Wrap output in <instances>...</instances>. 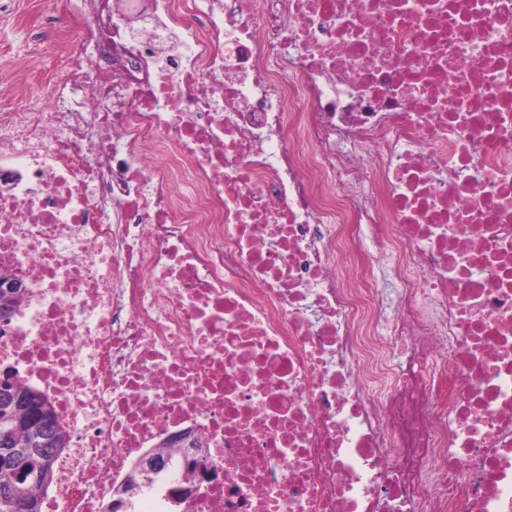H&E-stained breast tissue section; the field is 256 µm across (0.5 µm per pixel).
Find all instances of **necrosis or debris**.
I'll use <instances>...</instances> for the list:
<instances>
[{
  "label": "necrosis or debris",
  "instance_id": "4bbe7bcc",
  "mask_svg": "<svg viewBox=\"0 0 512 512\" xmlns=\"http://www.w3.org/2000/svg\"><path fill=\"white\" fill-rule=\"evenodd\" d=\"M140 2L0 113L42 512H512V0ZM169 448H172L176 454H184L185 451L191 449L194 451L195 458L192 460L194 466H200L206 468L209 464V460L206 453V446L199 443L195 439H191V433L189 431L179 432L172 435L168 439ZM191 448H185L186 445ZM162 469V463L155 457H143L136 461L123 485L113 491V501H128L142 488L150 487Z\"/></svg>",
  "mask_w": 512,
  "mask_h": 512
}]
</instances>
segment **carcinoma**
<instances>
[{
	"instance_id": "carcinoma-1",
	"label": "carcinoma",
	"mask_w": 512,
	"mask_h": 512,
	"mask_svg": "<svg viewBox=\"0 0 512 512\" xmlns=\"http://www.w3.org/2000/svg\"><path fill=\"white\" fill-rule=\"evenodd\" d=\"M47 407L43 396L33 405L13 407L0 402V432L18 425L23 430L14 446L3 452L0 449V490L10 491V498L0 499V512H29V505L40 504L33 489L45 487L38 477L40 450L43 448H62L66 444V434L59 425H54L53 435L41 436L37 429L40 410Z\"/></svg>"
}]
</instances>
